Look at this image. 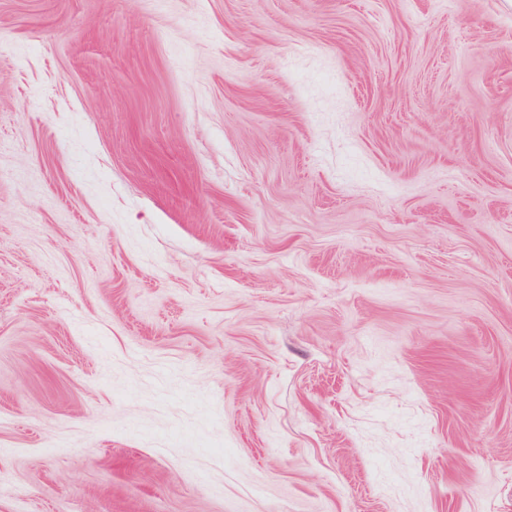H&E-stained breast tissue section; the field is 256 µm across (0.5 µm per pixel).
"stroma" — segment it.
<instances>
[{"instance_id": "stroma-1", "label": "stroma", "mask_w": 512, "mask_h": 512, "mask_svg": "<svg viewBox=\"0 0 512 512\" xmlns=\"http://www.w3.org/2000/svg\"><path fill=\"white\" fill-rule=\"evenodd\" d=\"M0 512H512V0H0Z\"/></svg>"}]
</instances>
